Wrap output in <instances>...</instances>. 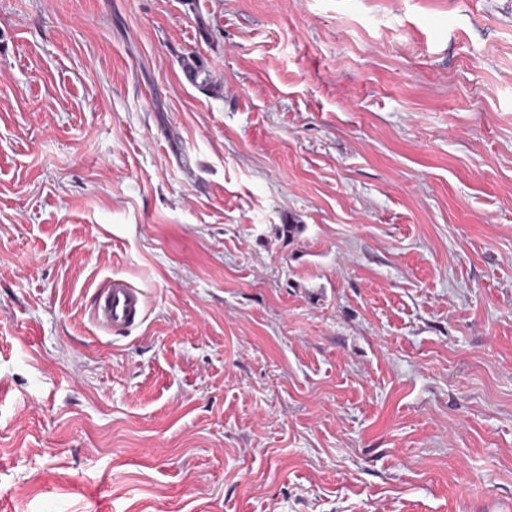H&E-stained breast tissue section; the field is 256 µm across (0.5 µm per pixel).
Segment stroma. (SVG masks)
<instances>
[{"label": "stroma", "mask_w": 512, "mask_h": 512, "mask_svg": "<svg viewBox=\"0 0 512 512\" xmlns=\"http://www.w3.org/2000/svg\"><path fill=\"white\" fill-rule=\"evenodd\" d=\"M0 512H512V0H0ZM182 69L191 83L200 87H205L210 83L207 64L201 57L192 55L184 58L182 60ZM143 310L141 292L125 279L113 277L96 294L91 308V320L98 328L120 329L139 320Z\"/></svg>", "instance_id": "1"}]
</instances>
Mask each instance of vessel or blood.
<instances>
[{
  "label": "vessel or blood",
  "mask_w": 512,
  "mask_h": 512,
  "mask_svg": "<svg viewBox=\"0 0 512 512\" xmlns=\"http://www.w3.org/2000/svg\"><path fill=\"white\" fill-rule=\"evenodd\" d=\"M144 310L141 292L125 279L114 277L99 289L91 308V320L105 330L120 329L134 324Z\"/></svg>",
  "instance_id": "b4317fda"
}]
</instances>
